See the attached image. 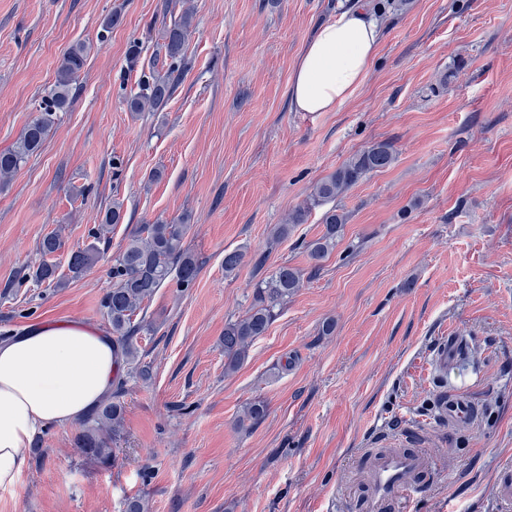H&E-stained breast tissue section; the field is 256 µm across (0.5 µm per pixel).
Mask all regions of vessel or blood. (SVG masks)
Returning <instances> with one entry per match:
<instances>
[{"instance_id":"obj_1","label":"vessel or blood","mask_w":512,"mask_h":512,"mask_svg":"<svg viewBox=\"0 0 512 512\" xmlns=\"http://www.w3.org/2000/svg\"><path fill=\"white\" fill-rule=\"evenodd\" d=\"M461 356V339L456 335L441 337L434 349L429 370L436 380H444L448 370ZM437 417L448 425L471 419L475 408L464 398L441 396L437 403ZM369 483L364 501L365 512H386L396 500L410 501L416 491L418 475L427 473L431 460L420 449L397 448L385 452H368Z\"/></svg>"}]
</instances>
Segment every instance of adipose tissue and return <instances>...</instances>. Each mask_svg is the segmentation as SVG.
<instances>
[{
    "mask_svg": "<svg viewBox=\"0 0 512 512\" xmlns=\"http://www.w3.org/2000/svg\"><path fill=\"white\" fill-rule=\"evenodd\" d=\"M380 42L377 20L356 7L325 24L292 74L294 108L334 111L362 85ZM117 373L111 339L77 322L46 321L0 343V488L19 485L37 434L83 418Z\"/></svg>",
    "mask_w": 512,
    "mask_h": 512,
    "instance_id": "obj_1",
    "label": "adipose tissue"
}]
</instances>
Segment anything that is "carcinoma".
Segmentation results:
<instances>
[{
    "mask_svg": "<svg viewBox=\"0 0 512 512\" xmlns=\"http://www.w3.org/2000/svg\"><path fill=\"white\" fill-rule=\"evenodd\" d=\"M192 20L193 11L187 8L178 20L164 28L161 48L164 49L166 69H158L153 61L148 69L141 72L137 91L126 98L128 111L157 112L166 106L180 83L185 67ZM87 50V44L77 42L63 54L53 88L41 102L38 115L27 124L12 147L0 151L1 181L8 182L41 149L55 124L57 113L69 107L72 84L84 68ZM395 160L394 150L386 142L375 143L352 155L335 172L313 186L308 199L288 214L286 223L276 226L273 238H287L296 226L305 222L311 206L338 198L368 173L388 168ZM124 218L123 202L113 200L112 207L98 217V234L122 223ZM347 219L345 212L334 207L323 214V234L307 244L308 256L314 265H319L336 247V239L340 237ZM188 221L189 217L182 216L143 225L113 260L112 289L105 297L104 309L112 331L113 353L122 366L131 365L139 358L134 336L141 329V324L135 322V317L144 302L151 300L159 288L173 279L181 287H189L199 273L197 262L184 248ZM246 256L243 249L224 253V273L230 275L238 270ZM100 259L101 251L92 243L71 253L69 269L78 276ZM302 283L300 269L282 264L252 284L250 308L224 326V373L231 374L244 364L251 344L267 332ZM125 386V375L120 373L110 395L82 423L74 444L85 459L102 465L111 463V444L121 438L124 429L121 397ZM266 410L262 401L247 404L237 420V428L250 429L264 418Z\"/></svg>",
    "mask_w": 512,
    "mask_h": 512,
    "instance_id": "obj_1",
    "label": "carcinoma"
}]
</instances>
